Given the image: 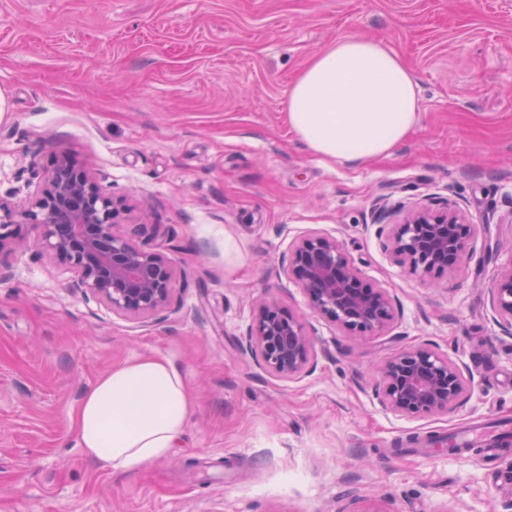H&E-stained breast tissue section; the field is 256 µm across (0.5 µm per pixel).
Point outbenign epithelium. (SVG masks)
Here are the masks:
<instances>
[{"instance_id": "1", "label": "benign epithelium", "mask_w": 512, "mask_h": 512, "mask_svg": "<svg viewBox=\"0 0 512 512\" xmlns=\"http://www.w3.org/2000/svg\"><path fill=\"white\" fill-rule=\"evenodd\" d=\"M37 192L17 208L0 197V254L29 249L20 233L34 231L41 255L65 266L71 287L112 312L133 320H157L171 311L177 289L176 264L158 247H147L158 225L142 221L128 234L115 231L126 199L105 192L92 174L76 169L66 155L40 174ZM471 225L454 210L413 209L392 225L390 255L416 274L430 277L460 265L468 255ZM311 308L358 339L381 335L394 319L385 288L366 282L336 238L307 233L294 244L287 267ZM495 319L512 334V262L490 289ZM245 351L275 376L301 375L312 342L300 317L273 300L260 301L246 336ZM377 396L390 411L408 417L446 414L465 391L462 368L429 344L403 348L377 369Z\"/></svg>"}]
</instances>
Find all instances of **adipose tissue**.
Returning <instances> with one entry per match:
<instances>
[{
    "instance_id": "adipose-tissue-1",
    "label": "adipose tissue",
    "mask_w": 512,
    "mask_h": 512,
    "mask_svg": "<svg viewBox=\"0 0 512 512\" xmlns=\"http://www.w3.org/2000/svg\"><path fill=\"white\" fill-rule=\"evenodd\" d=\"M288 129L308 153L359 167L391 157L420 125L418 83L384 41L343 36L288 86ZM174 360L144 356L99 377L71 416L88 460L128 474L171 456L194 411Z\"/></svg>"
}]
</instances>
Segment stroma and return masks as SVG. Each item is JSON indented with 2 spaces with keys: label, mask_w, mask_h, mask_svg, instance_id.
<instances>
[{
  "label": "stroma",
  "mask_w": 512,
  "mask_h": 512,
  "mask_svg": "<svg viewBox=\"0 0 512 512\" xmlns=\"http://www.w3.org/2000/svg\"><path fill=\"white\" fill-rule=\"evenodd\" d=\"M344 35L385 41L422 122L389 159L326 164L288 131V85ZM68 153L160 227L180 290L162 321L84 299L49 257L0 261V512H512V446L449 453L476 422L512 435V337L489 290L512 261V0H0V196ZM451 206L471 258L428 284L386 251L374 205ZM309 231L389 290L353 341L283 273ZM301 317L310 369L283 380L243 345L253 305ZM432 344L465 368L452 412L386 409L373 369ZM163 353L196 407L173 454L135 474L87 460L70 414L98 377Z\"/></svg>",
  "instance_id": "stroma-1"
}]
</instances>
